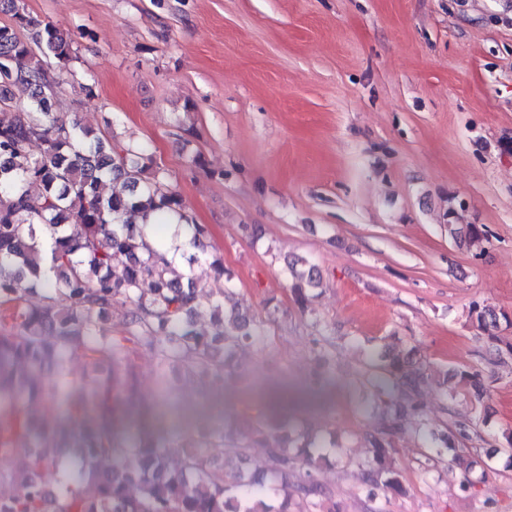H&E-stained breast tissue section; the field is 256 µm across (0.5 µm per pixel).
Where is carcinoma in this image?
<instances>
[{
    "mask_svg": "<svg viewBox=\"0 0 512 512\" xmlns=\"http://www.w3.org/2000/svg\"><path fill=\"white\" fill-rule=\"evenodd\" d=\"M0 14L13 20L0 25V106L20 92L27 96L26 111L0 117V400L11 404L0 417V483L13 487L0 512H290V495L280 494L277 482L303 463L312 444L292 451L276 419L252 432L251 440L267 449L265 474H228L208 464L203 449L210 443L203 440L183 445L175 470L152 424L127 443L120 427L137 406L141 348L154 351L162 379L179 366L184 376L221 391L236 350L260 340L265 322L226 309V288L210 302L212 330L194 327L199 301L192 280L171 277L168 259L148 236L177 220L196 250L190 260L209 256L215 275L229 281L223 259L206 251L208 227L194 222L141 146L114 143L53 111L60 76L47 59L69 62L71 37L27 15L21 0H0ZM20 28L34 29L33 42ZM108 180L113 188L106 195ZM284 274L300 304L322 286L317 268L302 258L289 259ZM36 291L42 303L28 304ZM118 307L125 310L121 326L102 335L103 320ZM469 316L493 341L500 320H512L485 302L473 303ZM70 352L83 355L90 382L62 401L66 381L46 372L59 369ZM428 379L427 365L411 350L371 360L367 381L380 388L385 412L367 437V485L403 492L391 462L393 439L407 415L423 416ZM446 380L483 393L476 371L451 367ZM425 437L431 458H440L459 451L468 425L442 439L429 430ZM52 468L59 477L48 487L43 476ZM299 482L307 495H326L310 468Z\"/></svg>",
    "mask_w": 512,
    "mask_h": 512,
    "instance_id": "obj_1",
    "label": "carcinoma"
}]
</instances>
